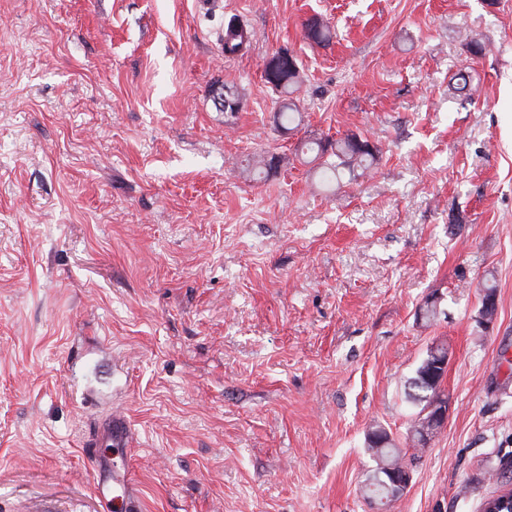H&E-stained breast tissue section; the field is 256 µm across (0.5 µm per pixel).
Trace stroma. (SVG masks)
I'll list each match as a JSON object with an SVG mask.
<instances>
[{
  "instance_id": "1",
  "label": "stroma",
  "mask_w": 512,
  "mask_h": 512,
  "mask_svg": "<svg viewBox=\"0 0 512 512\" xmlns=\"http://www.w3.org/2000/svg\"><path fill=\"white\" fill-rule=\"evenodd\" d=\"M283 46L296 135L263 77ZM351 133L378 160L325 191L294 147ZM259 154L286 162L247 176ZM440 343L448 419L416 448L407 382ZM504 355L512 0H0V512H113L88 456L117 410L141 512H377L376 427L412 470L388 512H483L512 489ZM252 40V31L245 24L242 23L236 28H231L230 22L228 20L224 21L220 45L226 60L243 56L249 50Z\"/></svg>"
}]
</instances>
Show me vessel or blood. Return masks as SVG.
<instances>
[{
  "label": "vessel or blood",
  "instance_id": "obj_1",
  "mask_svg": "<svg viewBox=\"0 0 512 512\" xmlns=\"http://www.w3.org/2000/svg\"><path fill=\"white\" fill-rule=\"evenodd\" d=\"M105 434L113 445L114 459L107 464L99 458H92L93 468L99 471L96 489L101 497L113 496L126 500L132 512H137L140 494L129 469L130 432L122 413L113 414Z\"/></svg>",
  "mask_w": 512,
  "mask_h": 512
}]
</instances>
